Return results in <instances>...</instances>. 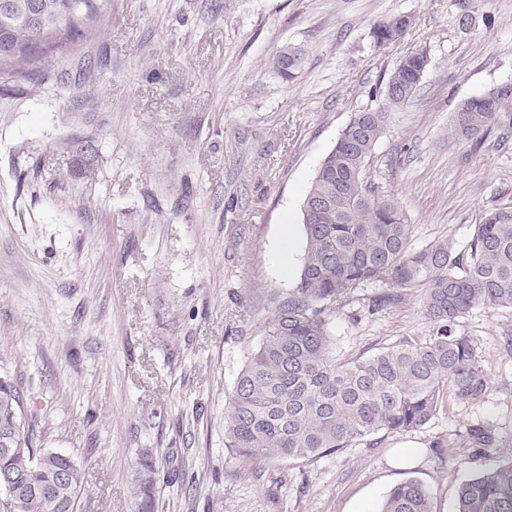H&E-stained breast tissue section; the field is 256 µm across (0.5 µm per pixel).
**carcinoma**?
<instances>
[{"mask_svg": "<svg viewBox=\"0 0 512 512\" xmlns=\"http://www.w3.org/2000/svg\"><path fill=\"white\" fill-rule=\"evenodd\" d=\"M0 10V28L12 29L11 49L0 66L28 77L34 67L89 34L93 0H12ZM413 25L396 14L376 24L377 46L405 37ZM305 55L286 45L270 60L275 74L295 80ZM430 65L426 50L404 54L381 90L377 109H362L323 158L301 207L304 254L288 296L271 299L272 315L259 345L247 356L224 407L225 446L245 464L313 462L380 431L425 426L448 402H475L491 376L475 340L461 332V318L476 308L512 309V207L485 213L473 225L468 247L437 238L415 249L411 225L399 202L368 180L375 148L387 129V110L411 101ZM512 129V86L491 89L460 103L448 127L453 140L480 141L492 127ZM368 284L390 291L372 301L379 313L421 293L422 336L402 338L357 355L336 351L330 317ZM9 432L0 469L24 485L0 512H75L83 472L72 456L33 448V430L21 413L14 383L0 376V430ZM470 443H492L491 427L469 429ZM136 512H155L157 463L145 451L138 461ZM380 512H434L430 490L410 478L394 486ZM454 512H512V453L462 481Z\"/></svg>", "mask_w": 512, "mask_h": 512, "instance_id": "carcinoma-1", "label": "carcinoma"}]
</instances>
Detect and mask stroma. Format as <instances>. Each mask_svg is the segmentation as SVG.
<instances>
[{"label":"stroma","instance_id":"obj_1","mask_svg":"<svg viewBox=\"0 0 512 512\" xmlns=\"http://www.w3.org/2000/svg\"><path fill=\"white\" fill-rule=\"evenodd\" d=\"M214 1L96 0L98 37L28 80L0 67V375L34 447L82 466L79 512H133L144 448L157 512H378L409 478L452 512L459 482L512 452L510 311L461 320L491 385L420 429L246 467L224 445V407L270 297L298 275L316 169L407 51L426 48L430 66L367 175L402 206L413 247L465 248L486 211L512 204V132L448 137L464 99L512 84V0ZM393 14L416 24L375 47L372 27ZM287 44L305 54L290 83L269 66ZM88 142L91 180L72 173ZM380 291L333 315L344 354L426 332L419 292L374 315ZM484 422L497 441L481 451L467 432ZM405 441L421 450L399 466Z\"/></svg>","mask_w":512,"mask_h":512}]
</instances>
